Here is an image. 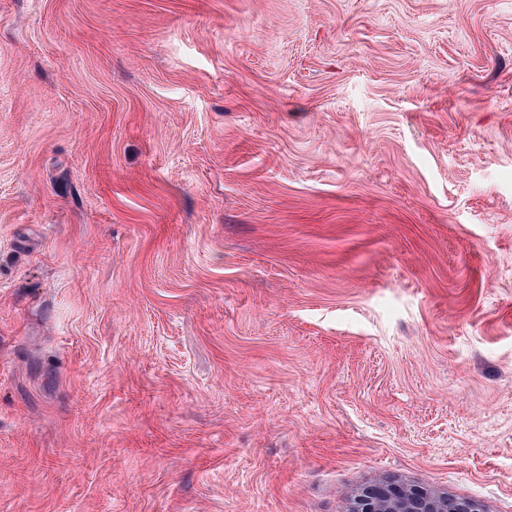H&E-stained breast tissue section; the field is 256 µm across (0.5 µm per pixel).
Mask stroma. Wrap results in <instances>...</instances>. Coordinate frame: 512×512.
I'll list each match as a JSON object with an SVG mask.
<instances>
[{
	"mask_svg": "<svg viewBox=\"0 0 512 512\" xmlns=\"http://www.w3.org/2000/svg\"><path fill=\"white\" fill-rule=\"evenodd\" d=\"M512 512V0H0V512ZM349 512H480V505L465 498L438 495L397 481L362 488L351 500Z\"/></svg>",
	"mask_w": 512,
	"mask_h": 512,
	"instance_id": "stroma-1",
	"label": "stroma"
}]
</instances>
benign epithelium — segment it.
Returning <instances> with one entry per match:
<instances>
[{
  "label": "benign epithelium",
  "instance_id": "1",
  "mask_svg": "<svg viewBox=\"0 0 512 512\" xmlns=\"http://www.w3.org/2000/svg\"><path fill=\"white\" fill-rule=\"evenodd\" d=\"M349 512H481L465 498L438 495L397 481L362 488L351 500Z\"/></svg>",
  "mask_w": 512,
  "mask_h": 512
}]
</instances>
